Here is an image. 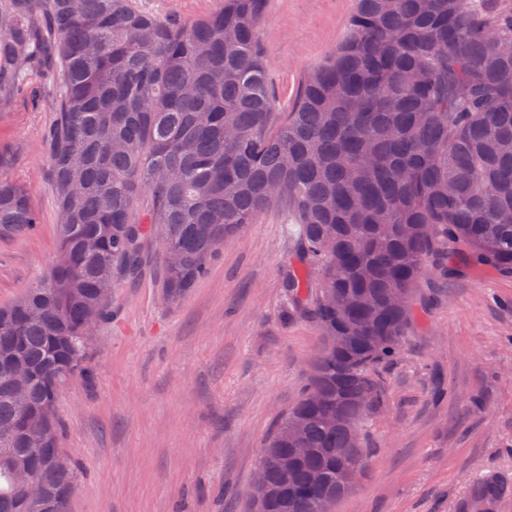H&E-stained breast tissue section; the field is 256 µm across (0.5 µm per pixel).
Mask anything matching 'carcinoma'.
Returning <instances> with one entry per match:
<instances>
[{"mask_svg": "<svg viewBox=\"0 0 512 512\" xmlns=\"http://www.w3.org/2000/svg\"><path fill=\"white\" fill-rule=\"evenodd\" d=\"M263 5L224 0L210 17L167 21L132 0H0V100L35 73L54 87L59 211L54 265L0 307V353L33 371L20 405L0 361V432L21 429L0 441V512H28L18 461L46 479L52 512H68L76 472L57 392L86 370L88 310L112 315V289L141 276L150 237L177 255L161 294L174 305L225 240L291 205L288 307L323 346L265 443L289 455L304 419L309 453L270 512H328L348 494L345 469L367 459L363 427L384 403L376 371L400 356L425 271L512 274V0H358L347 39L286 112L257 39ZM38 226L27 191L0 177V242ZM29 431L49 455L26 454ZM511 495L488 476L458 512H496Z\"/></svg>", "mask_w": 512, "mask_h": 512, "instance_id": "obj_1", "label": "carcinoma"}]
</instances>
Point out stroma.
Returning <instances> with one entry per match:
<instances>
[{"label": "stroma", "instance_id": "stroma-1", "mask_svg": "<svg viewBox=\"0 0 512 512\" xmlns=\"http://www.w3.org/2000/svg\"><path fill=\"white\" fill-rule=\"evenodd\" d=\"M158 19L195 20L224 0H133ZM356 0H265L258 39L278 111L349 34ZM54 101L41 75L0 107V176L23 185L36 235L0 242V306L41 280L57 252L45 134ZM287 203L228 239L176 306L160 298L155 241L134 283L113 289L93 330L90 374L61 388L62 446L78 470L69 512H252L256 462L300 396L321 348L315 324L288 315L295 251ZM423 322L383 367L373 448L334 512H456L471 485L512 480V275L422 276Z\"/></svg>", "mask_w": 512, "mask_h": 512}]
</instances>
